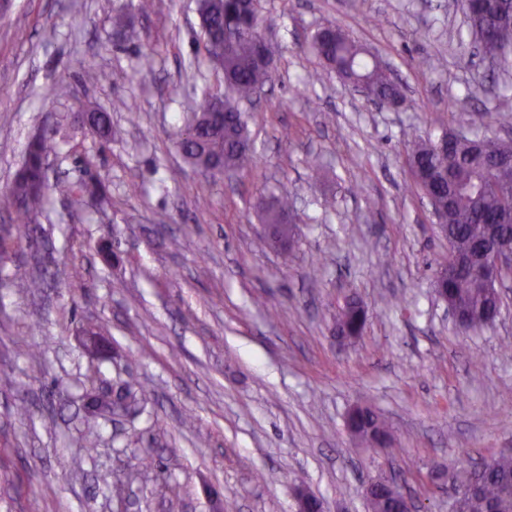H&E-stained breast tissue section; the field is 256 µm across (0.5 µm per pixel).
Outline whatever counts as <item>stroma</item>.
I'll list each match as a JSON object with an SVG mask.
<instances>
[{"label": "stroma", "instance_id": "obj_1", "mask_svg": "<svg viewBox=\"0 0 512 512\" xmlns=\"http://www.w3.org/2000/svg\"><path fill=\"white\" fill-rule=\"evenodd\" d=\"M135 2L0 5V192L41 126L57 145L50 182L98 180L110 197L53 192L0 264V512H297L302 488L325 512H369L378 478L420 512H451V483L512 453V289L492 326L452 321L434 292L448 242L407 134L434 140L484 109L489 135L512 138V63L475 55L455 0H258L278 79L240 105L255 162L207 181L175 144L203 91H224L198 2ZM326 25L388 66L403 103L372 106L312 52ZM59 82L72 95L49 96ZM89 105L109 113V142L71 126ZM284 194L296 231L280 251L259 205ZM32 276L43 288L18 292ZM352 298L367 322L348 342L336 316ZM119 380L143 390L141 413L89 415L91 384ZM358 405L388 425L386 447L352 439Z\"/></svg>", "mask_w": 512, "mask_h": 512}]
</instances>
